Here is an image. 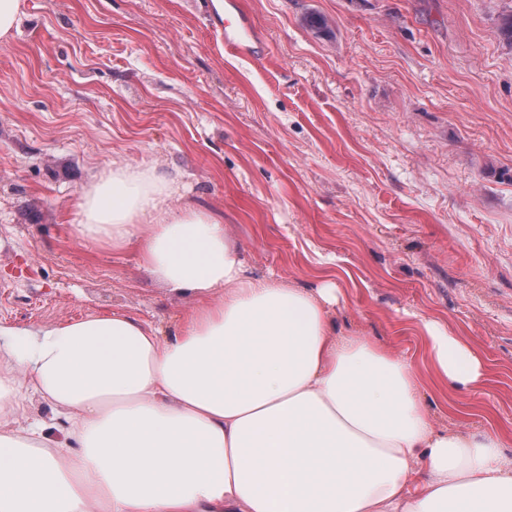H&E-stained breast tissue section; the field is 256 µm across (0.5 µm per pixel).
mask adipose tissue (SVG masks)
<instances>
[{
	"label": "adipose tissue",
	"mask_w": 512,
	"mask_h": 512,
	"mask_svg": "<svg viewBox=\"0 0 512 512\" xmlns=\"http://www.w3.org/2000/svg\"><path fill=\"white\" fill-rule=\"evenodd\" d=\"M177 185L112 164L76 226L195 296L172 333L120 310L0 325V512H512L499 434L437 430L409 361L337 333L334 283L249 274ZM423 328L443 383L485 385L466 343Z\"/></svg>",
	"instance_id": "1"
}]
</instances>
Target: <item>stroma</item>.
<instances>
[{
	"instance_id": "1",
	"label": "stroma",
	"mask_w": 512,
	"mask_h": 512,
	"mask_svg": "<svg viewBox=\"0 0 512 512\" xmlns=\"http://www.w3.org/2000/svg\"><path fill=\"white\" fill-rule=\"evenodd\" d=\"M265 47L226 54L208 0H26L0 44V325L194 303L73 233L111 162L178 174L258 275L339 291L336 327L418 367L437 426L512 457V0H243ZM324 17L329 33L311 17ZM490 379L438 384L423 321Z\"/></svg>"
}]
</instances>
